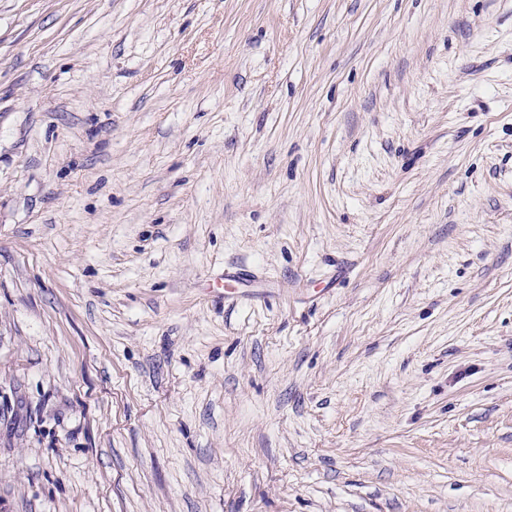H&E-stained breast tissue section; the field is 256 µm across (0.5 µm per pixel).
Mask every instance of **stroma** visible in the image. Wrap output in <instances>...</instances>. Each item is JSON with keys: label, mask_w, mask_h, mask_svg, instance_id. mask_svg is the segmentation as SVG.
<instances>
[{"label": "stroma", "mask_w": 512, "mask_h": 512, "mask_svg": "<svg viewBox=\"0 0 512 512\" xmlns=\"http://www.w3.org/2000/svg\"><path fill=\"white\" fill-rule=\"evenodd\" d=\"M0 512H512V0H0Z\"/></svg>", "instance_id": "obj_1"}]
</instances>
